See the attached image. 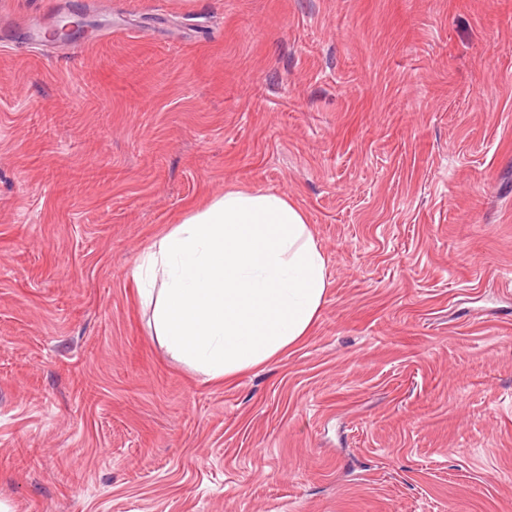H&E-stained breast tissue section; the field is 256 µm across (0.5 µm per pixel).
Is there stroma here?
<instances>
[{
	"mask_svg": "<svg viewBox=\"0 0 512 512\" xmlns=\"http://www.w3.org/2000/svg\"><path fill=\"white\" fill-rule=\"evenodd\" d=\"M228 188L330 287L212 380L133 270ZM0 512H512V0H0Z\"/></svg>",
	"mask_w": 512,
	"mask_h": 512,
	"instance_id": "35a3bbf8",
	"label": "stroma"
}]
</instances>
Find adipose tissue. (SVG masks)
I'll return each mask as SVG.
<instances>
[{
	"instance_id": "adipose-tissue-1",
	"label": "adipose tissue",
	"mask_w": 512,
	"mask_h": 512,
	"mask_svg": "<svg viewBox=\"0 0 512 512\" xmlns=\"http://www.w3.org/2000/svg\"><path fill=\"white\" fill-rule=\"evenodd\" d=\"M134 275L161 344L213 378L301 341L330 286L303 211L287 195L237 189L170 227Z\"/></svg>"
}]
</instances>
